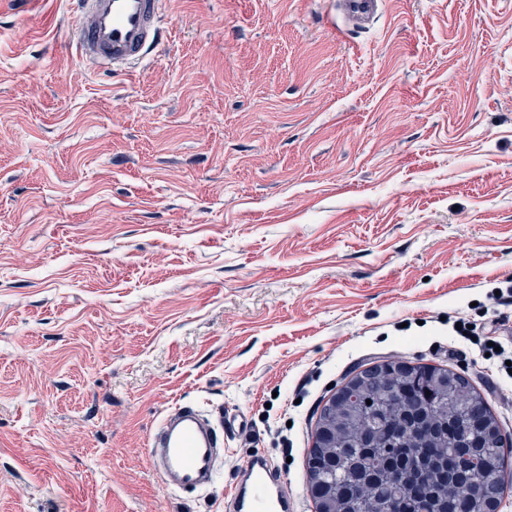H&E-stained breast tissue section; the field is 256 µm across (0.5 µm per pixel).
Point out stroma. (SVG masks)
<instances>
[{
	"label": "stroma",
	"instance_id": "obj_1",
	"mask_svg": "<svg viewBox=\"0 0 512 512\" xmlns=\"http://www.w3.org/2000/svg\"><path fill=\"white\" fill-rule=\"evenodd\" d=\"M168 0L134 77L90 74L69 0H0V512H226L307 451L377 361L465 373L512 436V381L449 356L512 279V0ZM243 414L209 490L148 436ZM383 7L381 0H337L336 10L341 21L335 22L333 28L338 34L347 29L366 24L380 14Z\"/></svg>",
	"mask_w": 512,
	"mask_h": 512
}]
</instances>
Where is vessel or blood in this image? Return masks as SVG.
<instances>
[{
    "mask_svg": "<svg viewBox=\"0 0 512 512\" xmlns=\"http://www.w3.org/2000/svg\"><path fill=\"white\" fill-rule=\"evenodd\" d=\"M164 0H74L77 15L93 24L76 31L78 60L95 70L121 67L133 74L163 41ZM382 0H336L337 33L366 24L380 14ZM242 415L214 418L190 406L166 414L149 438L148 463L175 491L212 486L224 457L222 435L243 426ZM233 512H293L294 503L263 454L253 455L242 479L226 494Z\"/></svg>",
    "mask_w": 512,
    "mask_h": 512,
    "instance_id": "vessel-or-blood-1",
    "label": "vessel or blood"
}]
</instances>
